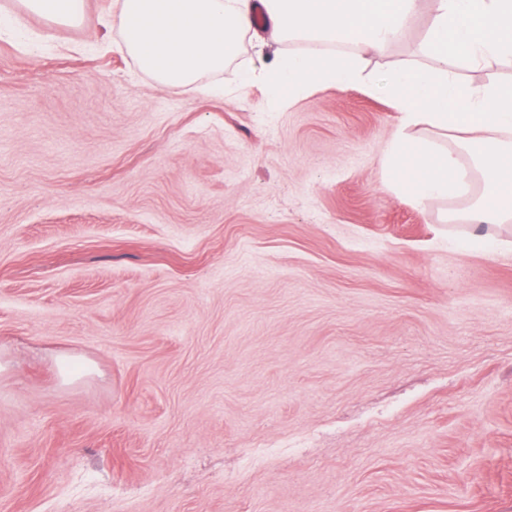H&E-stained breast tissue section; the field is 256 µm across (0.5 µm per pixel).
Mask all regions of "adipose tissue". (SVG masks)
<instances>
[{
	"instance_id": "1",
	"label": "adipose tissue",
	"mask_w": 512,
	"mask_h": 512,
	"mask_svg": "<svg viewBox=\"0 0 512 512\" xmlns=\"http://www.w3.org/2000/svg\"><path fill=\"white\" fill-rule=\"evenodd\" d=\"M422 0H113L112 22L127 52L163 86L198 83L223 72L247 38L323 45L320 53L282 54L241 71V84L262 81L272 106L284 108L322 85L382 89L400 114L381 160L394 189L416 199L460 196L469 176L482 192L466 222L512 221V84L462 90L459 69L512 62V0H433L416 58L376 83L366 64L401 41ZM422 127L464 134L476 155L463 166L453 150L409 140Z\"/></svg>"
}]
</instances>
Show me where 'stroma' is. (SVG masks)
<instances>
[{
    "label": "stroma",
    "mask_w": 512,
    "mask_h": 512,
    "mask_svg": "<svg viewBox=\"0 0 512 512\" xmlns=\"http://www.w3.org/2000/svg\"><path fill=\"white\" fill-rule=\"evenodd\" d=\"M0 33V512H512V223L414 201L381 93Z\"/></svg>",
    "instance_id": "stroma-1"
}]
</instances>
